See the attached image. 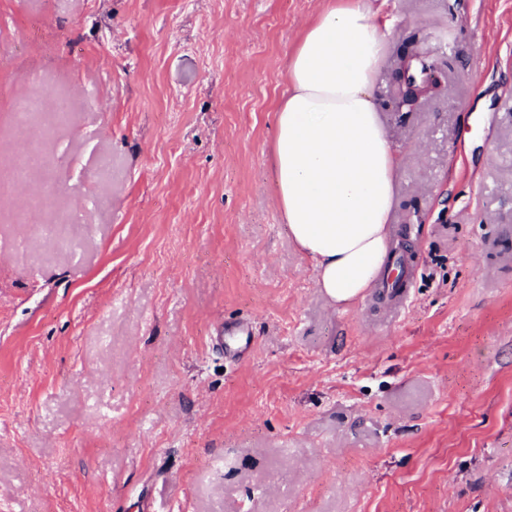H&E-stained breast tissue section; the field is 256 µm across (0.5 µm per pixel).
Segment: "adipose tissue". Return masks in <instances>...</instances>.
Instances as JSON below:
<instances>
[{"mask_svg":"<svg viewBox=\"0 0 512 512\" xmlns=\"http://www.w3.org/2000/svg\"><path fill=\"white\" fill-rule=\"evenodd\" d=\"M389 34L364 0H329L288 61L274 114L277 204L337 306L376 287L393 243L402 156L374 95Z\"/></svg>","mask_w":512,"mask_h":512,"instance_id":"1","label":"adipose tissue"}]
</instances>
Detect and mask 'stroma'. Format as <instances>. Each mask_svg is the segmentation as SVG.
<instances>
[{"mask_svg": "<svg viewBox=\"0 0 512 512\" xmlns=\"http://www.w3.org/2000/svg\"><path fill=\"white\" fill-rule=\"evenodd\" d=\"M325 4L0 0V512H512V0H373L398 306L276 203ZM433 78L421 77L411 71V64L407 63L404 70L403 97L406 101H415L427 95L436 85Z\"/></svg>", "mask_w": 512, "mask_h": 512, "instance_id": "1", "label": "stroma"}]
</instances>
